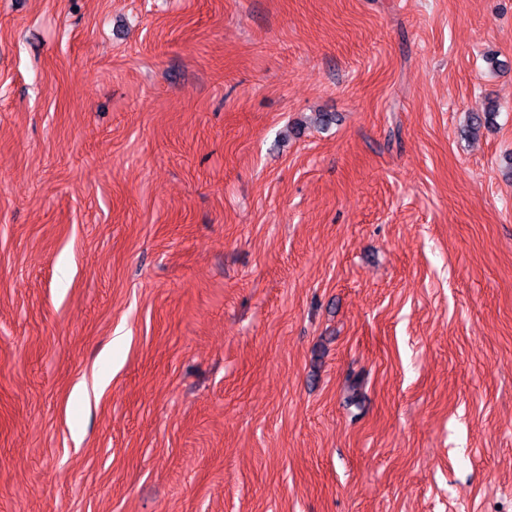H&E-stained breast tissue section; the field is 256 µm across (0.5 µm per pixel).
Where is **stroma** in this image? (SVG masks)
I'll list each match as a JSON object with an SVG mask.
<instances>
[{"instance_id":"obj_1","label":"stroma","mask_w":512,"mask_h":512,"mask_svg":"<svg viewBox=\"0 0 512 512\" xmlns=\"http://www.w3.org/2000/svg\"><path fill=\"white\" fill-rule=\"evenodd\" d=\"M511 165L512 0H0V512H512Z\"/></svg>"}]
</instances>
